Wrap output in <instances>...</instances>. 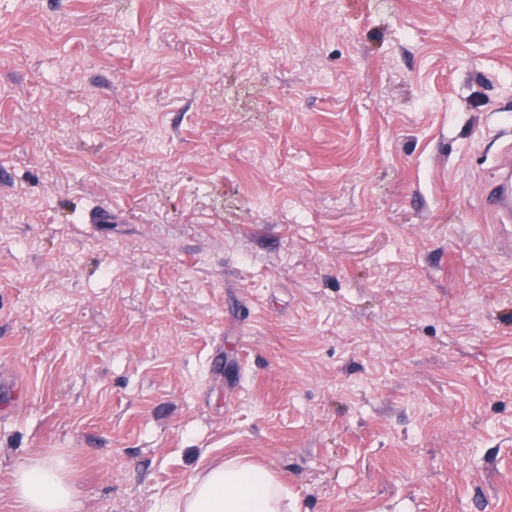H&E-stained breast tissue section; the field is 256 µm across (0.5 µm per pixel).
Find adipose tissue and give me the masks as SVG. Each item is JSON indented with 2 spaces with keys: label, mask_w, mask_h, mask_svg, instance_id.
Returning a JSON list of instances; mask_svg holds the SVG:
<instances>
[{
  "label": "adipose tissue",
  "mask_w": 512,
  "mask_h": 512,
  "mask_svg": "<svg viewBox=\"0 0 512 512\" xmlns=\"http://www.w3.org/2000/svg\"><path fill=\"white\" fill-rule=\"evenodd\" d=\"M21 512H73L77 494L64 457L35 456L11 473ZM153 512H299L298 503L268 466L232 456L199 470L189 488L159 500Z\"/></svg>",
  "instance_id": "obj_1"
}]
</instances>
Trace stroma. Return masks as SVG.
I'll use <instances>...</instances> for the list:
<instances>
[{"label":"stroma","mask_w":512,"mask_h":512,"mask_svg":"<svg viewBox=\"0 0 512 512\" xmlns=\"http://www.w3.org/2000/svg\"><path fill=\"white\" fill-rule=\"evenodd\" d=\"M510 148L512 0H0V512H512ZM485 208L498 216L502 223L511 222L512 218V175L511 168L502 172L495 184L485 193ZM295 496L276 472L245 456L195 471L189 489L159 500L152 512H298ZM10 486L21 512H73L77 489L64 457L29 458L12 471Z\"/></svg>","instance_id":"35a3bbf8"}]
</instances>
